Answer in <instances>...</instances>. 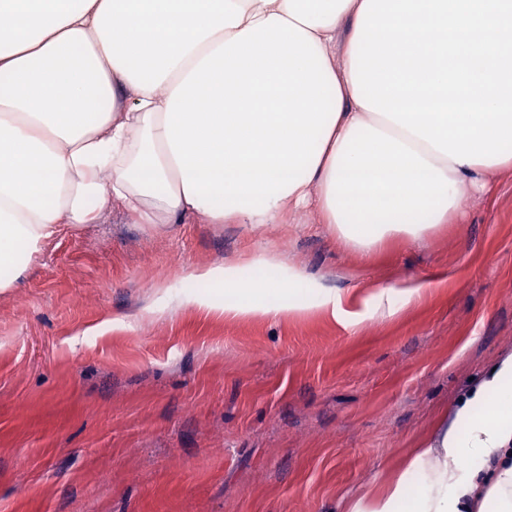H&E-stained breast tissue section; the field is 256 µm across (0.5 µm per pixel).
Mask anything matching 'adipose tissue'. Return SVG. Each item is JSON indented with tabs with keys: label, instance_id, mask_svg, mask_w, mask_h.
<instances>
[{
	"label": "adipose tissue",
	"instance_id": "1",
	"mask_svg": "<svg viewBox=\"0 0 512 512\" xmlns=\"http://www.w3.org/2000/svg\"><path fill=\"white\" fill-rule=\"evenodd\" d=\"M363 0H0V290L64 224H279L315 213L350 246L453 221L500 164H458L357 103ZM193 304L226 316L340 305L216 264ZM512 512V355L371 507Z\"/></svg>",
	"mask_w": 512,
	"mask_h": 512
}]
</instances>
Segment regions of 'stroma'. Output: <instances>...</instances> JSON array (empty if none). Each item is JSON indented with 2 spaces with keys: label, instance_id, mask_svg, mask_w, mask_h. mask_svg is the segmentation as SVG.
Wrapping results in <instances>:
<instances>
[{
  "label": "stroma",
  "instance_id": "stroma-1",
  "mask_svg": "<svg viewBox=\"0 0 512 512\" xmlns=\"http://www.w3.org/2000/svg\"><path fill=\"white\" fill-rule=\"evenodd\" d=\"M418 241L302 224L64 225L0 291V512H350L512 354V169ZM267 254L338 293L301 316L189 303ZM422 284L392 315L383 288Z\"/></svg>",
  "mask_w": 512,
  "mask_h": 512
}]
</instances>
